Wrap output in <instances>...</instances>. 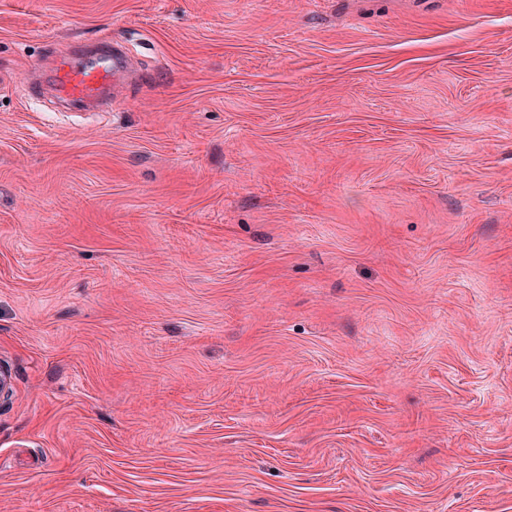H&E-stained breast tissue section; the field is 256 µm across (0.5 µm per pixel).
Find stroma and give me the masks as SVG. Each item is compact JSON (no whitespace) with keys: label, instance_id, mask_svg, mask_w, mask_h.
<instances>
[{"label":"stroma","instance_id":"1","mask_svg":"<svg viewBox=\"0 0 512 512\" xmlns=\"http://www.w3.org/2000/svg\"><path fill=\"white\" fill-rule=\"evenodd\" d=\"M0 370V512H512V0H0ZM126 65L123 51L110 41L103 43V51L95 63L84 62L72 53L61 56L53 68L56 96L64 102H98Z\"/></svg>","mask_w":512,"mask_h":512}]
</instances>
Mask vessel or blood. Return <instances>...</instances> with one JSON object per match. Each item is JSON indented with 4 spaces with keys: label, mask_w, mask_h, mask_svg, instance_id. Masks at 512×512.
<instances>
[{
    "label": "vessel or blood",
    "mask_w": 512,
    "mask_h": 512,
    "mask_svg": "<svg viewBox=\"0 0 512 512\" xmlns=\"http://www.w3.org/2000/svg\"><path fill=\"white\" fill-rule=\"evenodd\" d=\"M126 66L120 47L104 42L96 62L87 63L74 54L56 59L53 68V87L59 100L100 101L111 86L113 78Z\"/></svg>",
    "instance_id": "obj_1"
}]
</instances>
